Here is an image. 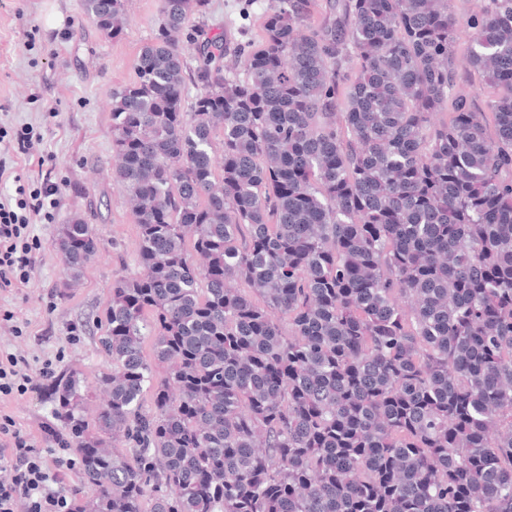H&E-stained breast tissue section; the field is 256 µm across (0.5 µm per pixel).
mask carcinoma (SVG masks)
Instances as JSON below:
<instances>
[{"mask_svg":"<svg viewBox=\"0 0 512 512\" xmlns=\"http://www.w3.org/2000/svg\"><path fill=\"white\" fill-rule=\"evenodd\" d=\"M126 2L82 10L116 41ZM207 6L160 0L112 92L139 271L94 423L76 375L46 385L72 512H512V0H326L319 25L270 0L229 64L188 28ZM54 247L72 281L99 239L76 217ZM458 87L469 91L482 107L486 106L490 95L489 89L479 73L473 71L464 73L462 69H459Z\"/></svg>","mask_w":512,"mask_h":512,"instance_id":"carcinoma-1","label":"carcinoma"}]
</instances>
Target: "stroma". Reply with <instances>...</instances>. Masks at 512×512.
Listing matches in <instances>:
<instances>
[{
	"label": "stroma",
	"mask_w": 512,
	"mask_h": 512,
	"mask_svg": "<svg viewBox=\"0 0 512 512\" xmlns=\"http://www.w3.org/2000/svg\"><path fill=\"white\" fill-rule=\"evenodd\" d=\"M160 0H128L122 39H106L86 21L81 0H0V201L53 185L49 217L33 218L27 234L36 262L27 281L0 288V360L26 359L31 370L77 374L95 386L108 363L101 351V323L112 300V282L138 270V229L124 187L112 178V92L132 83L141 47L151 39ZM268 0H208L205 16L191 15L235 46L246 25L260 41ZM31 136L19 150L21 129ZM92 224L97 255L80 280L65 287L54 240L74 217ZM46 379L0 394V419L11 418L21 435L53 462L57 451L45 430L53 424Z\"/></svg>",
	"instance_id": "stroma-1"
}]
</instances>
